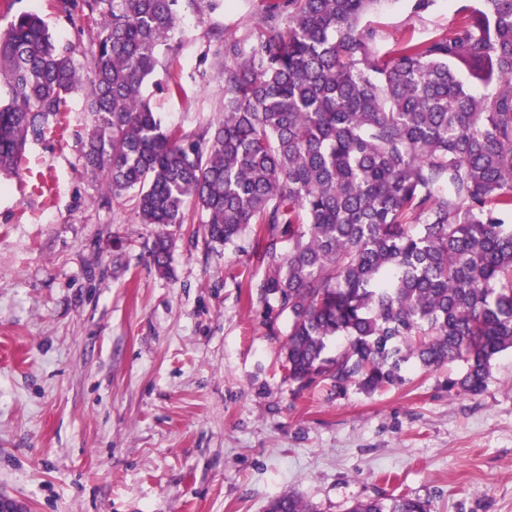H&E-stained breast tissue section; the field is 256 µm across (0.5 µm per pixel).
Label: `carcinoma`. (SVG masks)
Listing matches in <instances>:
<instances>
[{"label":"carcinoma","mask_w":512,"mask_h":512,"mask_svg":"<svg viewBox=\"0 0 512 512\" xmlns=\"http://www.w3.org/2000/svg\"><path fill=\"white\" fill-rule=\"evenodd\" d=\"M385 0H269L250 39L224 40V106L191 139L144 95L181 16L214 0H83L92 77L36 13L0 34V178L76 93L92 124L80 159L111 202L165 228L198 217L209 242L249 228L264 275L248 285L298 396H372L404 364L458 362L448 392L481 393L512 351V0H464L445 34L376 50ZM268 512H315L296 495ZM348 512H429L418 497Z\"/></svg>","instance_id":"obj_1"}]
</instances>
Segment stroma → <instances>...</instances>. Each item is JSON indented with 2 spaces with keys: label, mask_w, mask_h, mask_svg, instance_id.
Listing matches in <instances>:
<instances>
[{
  "label": "stroma",
  "mask_w": 512,
  "mask_h": 512,
  "mask_svg": "<svg viewBox=\"0 0 512 512\" xmlns=\"http://www.w3.org/2000/svg\"><path fill=\"white\" fill-rule=\"evenodd\" d=\"M266 5L183 15L147 89L168 126L216 122L224 40L253 32ZM458 6L414 16L390 0L372 18L378 50L446 33ZM24 12L88 65L91 36L59 0H0V31ZM90 121L74 96L20 176L0 181V497L23 512H266L288 493L318 512L391 495L431 512H512V352L477 395L449 394L454 363L373 396H293L284 338L248 299L264 273L253 234L226 248L199 224L168 226L159 274L157 226L108 202L82 166Z\"/></svg>",
  "instance_id": "obj_1"
}]
</instances>
